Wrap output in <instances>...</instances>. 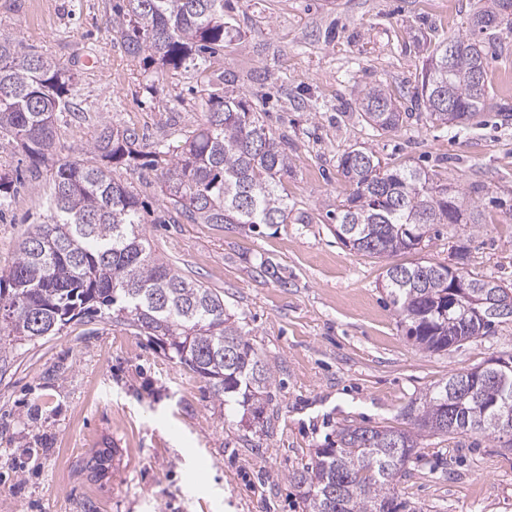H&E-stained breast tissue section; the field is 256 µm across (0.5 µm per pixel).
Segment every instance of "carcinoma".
<instances>
[{
  "instance_id": "obj_1",
  "label": "carcinoma",
  "mask_w": 512,
  "mask_h": 512,
  "mask_svg": "<svg viewBox=\"0 0 512 512\" xmlns=\"http://www.w3.org/2000/svg\"><path fill=\"white\" fill-rule=\"evenodd\" d=\"M502 26L512 30V0H490L473 14L470 34L423 42L427 57L415 99L425 120L464 126L486 109L489 51L478 35ZM112 29L131 58L147 52L163 66L188 63L204 75L205 122L187 130L174 151H145L135 130L103 120L81 148L87 158L63 156L57 120L76 111L75 73L0 36V141L19 147L35 169L51 167L47 221L30 225L15 261L0 275V358L104 308L112 325L149 337L203 378L219 400L239 397L245 407L263 399L274 381L272 367L245 339L220 291L156 255L138 193L115 169L157 172L164 213L174 222L305 224L283 186L291 167L288 148L245 96L221 90L206 75L232 31L224 0H123ZM450 45L456 47L451 58ZM358 108L376 130H397L413 118L377 85L363 90ZM338 171L347 191L334 214L336 236L356 254L390 259L416 252L436 224L480 228L481 213L471 200L420 168L391 167L353 148L340 157ZM453 256L474 288L490 283L465 269L466 246H457ZM385 288L406 336L427 352L459 347L476 332L494 336L512 324V312L492 310L478 320L459 309L448 312L446 263H391ZM473 375V369L454 374L408 405V430L338 429L336 447L315 449L312 461L291 475L307 512H423L396 493L420 454L419 438L495 435L494 416L512 414V384L482 403L448 394L450 382Z\"/></svg>"
}]
</instances>
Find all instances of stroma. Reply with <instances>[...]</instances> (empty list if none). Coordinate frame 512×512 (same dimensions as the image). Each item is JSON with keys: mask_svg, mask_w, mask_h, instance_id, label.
I'll return each mask as SVG.
<instances>
[{"mask_svg": "<svg viewBox=\"0 0 512 512\" xmlns=\"http://www.w3.org/2000/svg\"><path fill=\"white\" fill-rule=\"evenodd\" d=\"M115 0H0V34L64 62L79 90L59 121L61 146L101 119L144 144L178 145L204 119L193 68L154 69L125 56L111 27ZM487 0H224L237 32L209 68L243 93L288 146L283 184L305 224L162 223L153 172L118 170L144 205L157 253L224 294L274 370L261 415L215 399L204 379L147 337L110 322L68 324L13 350L0 372V512H304L290 476L343 425L407 428L405 407L448 376L512 357V325L445 352L410 341L383 286L386 260L354 254L329 211L343 197L339 157L372 150L424 169L478 202L483 225L464 239L441 224L406 263L448 262L466 240L468 267L512 283V32L491 30L489 108L455 131L410 119L373 131L357 99L379 84L410 105L421 36L470 32ZM49 171L26 173L0 212V271L28 225L47 214ZM271 260L277 273L260 269ZM397 485L424 512H512V453L487 434L420 442Z\"/></svg>", "mask_w": 512, "mask_h": 512, "instance_id": "35a3bbf8", "label": "stroma"}]
</instances>
